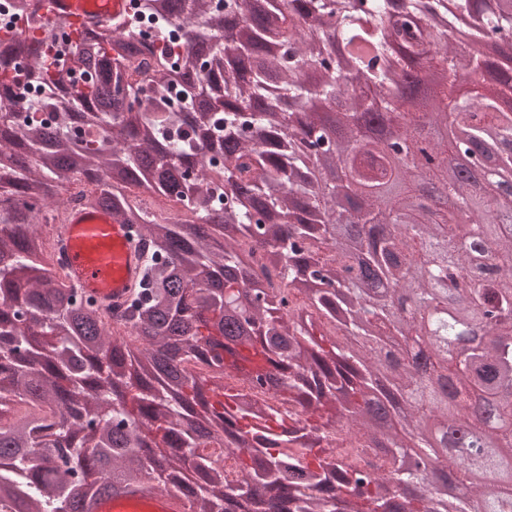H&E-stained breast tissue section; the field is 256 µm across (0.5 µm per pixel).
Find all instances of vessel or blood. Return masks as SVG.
Here are the masks:
<instances>
[{
  "mask_svg": "<svg viewBox=\"0 0 512 512\" xmlns=\"http://www.w3.org/2000/svg\"><path fill=\"white\" fill-rule=\"evenodd\" d=\"M130 12V0H100L89 6L86 0H51L50 15L66 14L79 26L114 28ZM60 252L61 268L80 292L93 296L103 306L122 311L142 269V249L128 225L105 209H73L63 215L53 239ZM187 512L184 496L175 492L148 495L139 483L114 487L105 494L92 493L80 505V512Z\"/></svg>",
  "mask_w": 512,
  "mask_h": 512,
  "instance_id": "obj_1",
  "label": "vessel or blood"
}]
</instances>
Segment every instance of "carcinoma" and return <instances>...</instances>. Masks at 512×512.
<instances>
[{"instance_id":"carcinoma-1","label":"carcinoma","mask_w":512,"mask_h":512,"mask_svg":"<svg viewBox=\"0 0 512 512\" xmlns=\"http://www.w3.org/2000/svg\"><path fill=\"white\" fill-rule=\"evenodd\" d=\"M36 0H0V512H78L92 491L139 481L184 495L188 512H512V230L467 250L451 211L418 219L402 199L372 193L357 222L341 200L376 177L405 194L383 153L358 155L364 116L400 108L387 95L401 66L460 69L496 82L458 104L453 122L512 175V67L452 49L451 17L472 35L512 29L484 0H137L130 20L87 36L66 16L43 21ZM256 15L247 37L229 16ZM341 15L342 41L324 27ZM24 23L26 35L18 34ZM192 28L187 33L184 28ZM271 47L282 55L269 56ZM359 92L343 98L334 161L313 158L336 103L339 62ZM24 86L29 95H19ZM82 206L135 229L141 286L116 318L69 286L33 224L42 202L78 181ZM448 196L493 224L501 201L449 174ZM184 201L156 214L137 196ZM495 278L450 288L451 269ZM436 331L459 339L465 317L489 342L390 378L410 402L379 433L383 337ZM464 372L454 404L436 381ZM493 404L471 454L469 399ZM457 446L438 465L448 495L407 449L427 422ZM234 459L241 479L224 470Z\"/></svg>"}]
</instances>
